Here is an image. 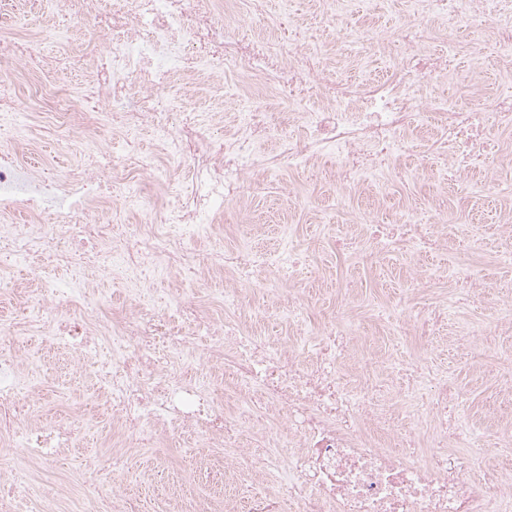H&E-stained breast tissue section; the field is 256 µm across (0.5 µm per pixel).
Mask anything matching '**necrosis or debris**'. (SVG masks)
<instances>
[{
  "instance_id": "necrosis-or-debris-1",
  "label": "necrosis or debris",
  "mask_w": 512,
  "mask_h": 512,
  "mask_svg": "<svg viewBox=\"0 0 512 512\" xmlns=\"http://www.w3.org/2000/svg\"><path fill=\"white\" fill-rule=\"evenodd\" d=\"M410 11L413 22L403 24L394 40L377 30L340 29L346 41L386 48L395 60L390 74L323 85L319 76L335 64L306 53L304 37L244 41L232 27L214 26L212 0H53L50 34L64 37V24L95 18L106 38L71 93L33 86L29 108L36 121H19L10 105L0 103V191L20 197L34 218L18 224L0 209V256L30 266L42 282L33 295L13 289L14 316L0 323V439L23 459L10 488L0 491V512H19L34 473L54 468L61 449L75 440L72 422L43 423L33 416L34 401L16 399L27 372L15 339L28 330L51 338L65 354L94 360L101 400L119 422L122 440L145 442L177 427L236 448L250 422L265 416L259 445L232 469L238 484L251 486L258 477L266 482L247 496L248 512H512V476L485 469L478 488L464 479L488 453L511 459L512 439L475 441L455 415L459 394L447 376L425 358H410L394 397L396 417L375 416V388L349 383L342 373L348 349L344 322L312 326L301 304H277L284 286L300 280L305 263L293 241L269 252L227 251L219 245L222 225L210 221L215 198L241 197L250 191L253 174L273 171L284 160L307 167L332 151L341 183L363 186L367 172L384 170L410 149L408 134L419 108L431 112L441 131L436 157L464 169L495 167L485 130H512V95L501 94L489 111L461 110L444 99L423 98L421 90L447 75L458 55L453 42L447 56L430 53L429 24L448 33L464 26L481 31L476 54L505 55L512 52V10L504 0H410ZM201 58L263 80L292 61L284 89L303 107L295 118L304 136L283 133L277 154L257 150L264 115L260 98L251 95L234 97L238 129L220 145L212 135L223 113L189 112L178 121L159 109L155 88L175 71L191 83ZM0 60H21L48 72L70 65L68 58L43 55L32 42L7 36L0 37ZM74 112L86 116L84 137L70 133ZM119 112L127 120L116 128L112 120ZM142 118L153 127L157 153L139 157L138 172L164 160L188 165L191 193L160 207L159 223H123V215L138 208L135 179L106 154L96 167L72 169L66 206L49 207L51 182L34 160L43 136L82 153L111 128L133 141ZM438 225L432 211L418 210L400 214L392 224L368 225L362 234L345 224L320 230L347 252L411 257L435 246ZM188 231L217 242L208 261L192 268L196 281H208L218 269L235 283L254 269L268 272L264 291L274 306L267 314L292 325V343L246 334L236 321L207 325L202 336L177 327V320L200 315L193 296L164 286L189 266L183 250ZM58 270L66 272L69 289L55 288L51 275ZM102 275L125 285L133 318L100 319ZM447 312L444 305H390L380 317L392 351L405 349L412 335L435 336ZM304 347L313 355L308 371L299 359ZM212 362L224 369L223 386L198 369ZM227 387L239 394V403L222 404Z\"/></svg>"
}]
</instances>
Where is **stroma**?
I'll return each mask as SVG.
<instances>
[{
    "label": "stroma",
    "mask_w": 512,
    "mask_h": 512,
    "mask_svg": "<svg viewBox=\"0 0 512 512\" xmlns=\"http://www.w3.org/2000/svg\"><path fill=\"white\" fill-rule=\"evenodd\" d=\"M46 8L45 0H29L25 16L10 29L21 37H38L43 54L71 57L70 72L56 77L61 89L70 90L81 76L80 62L91 55L100 28L89 19L70 30L66 39L49 37L41 32ZM405 15L406 0H350L344 22L357 30L374 28L393 34ZM291 30L306 33L319 53L335 59L337 73L371 80L387 72L389 57L370 47L362 48L357 68L345 69L344 61L352 47L342 40L317 0H266L265 20L252 27L248 36L258 40L284 36ZM478 37L472 28L456 32L462 52L455 61V71L429 84L425 96H444L461 108L493 102L501 88L506 60L497 54L471 55L468 47ZM210 84L211 69L202 66L192 86L157 91L156 104L177 112L223 113V129L215 134L216 139H223L233 131V104L228 97L213 93ZM436 136V127L415 128L413 151L376 177L369 193H350L337 180L331 164L305 170L285 167L246 203L217 200L213 205L215 221L223 225L228 247L273 251L280 247L283 235H290L307 255L312 269L295 285L312 324L343 311L353 337L352 359L366 361L371 382L384 388H393L396 380L388 369V338L378 310L408 293L419 302H452L454 313L446 330L429 343L413 339L407 351L427 357L433 368L447 375L466 403L475 435L495 428L512 434V331L505 329L506 324H512V265L497 257L504 239L512 235V209L503 203L504 197H512V172L501 171L493 189L483 172L458 174L451 179L442 172L424 180L416 178ZM416 209L435 212L446 225L447 238L439 251L410 259L387 256L365 261L338 252L333 240L319 233L320 225L355 224L364 214L370 215L372 223L390 224L400 213ZM479 228L484 231L482 251L458 252V239ZM452 256L472 266L477 296H452L447 281L433 276V268ZM349 282L355 283L356 289L346 301L341 293ZM465 323L483 336L488 353L481 363H473L456 343L455 334ZM24 363L29 380L22 393L37 399L41 419L70 418L80 433L77 445L65 449L60 459L67 483L58 486L35 481L33 496L21 505V512H40L46 492H67L88 468L111 460L116 451L112 444L115 428L110 413L96 399L95 364L75 356L60 360L56 348L46 342L40 343L38 354L25 356ZM125 453L127 472L112 491L104 492L103 502L117 495L133 503L138 512H211L212 504L201 497V488L212 485L236 494V487L224 485V469L235 464L244 451L194 447L185 437L167 432L150 446L129 447ZM170 471L176 476L172 484L166 478Z\"/></svg>",
    "instance_id": "stroma-1"
}]
</instances>
